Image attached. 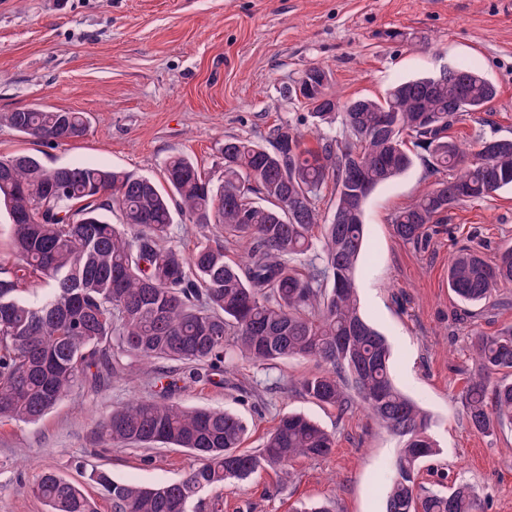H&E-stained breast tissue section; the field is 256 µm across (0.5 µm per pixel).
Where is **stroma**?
Here are the masks:
<instances>
[{"instance_id":"1","label":"stroma","mask_w":512,"mask_h":512,"mask_svg":"<svg viewBox=\"0 0 512 512\" xmlns=\"http://www.w3.org/2000/svg\"><path fill=\"white\" fill-rule=\"evenodd\" d=\"M312 66L330 72L341 99L383 98L404 80L446 68L480 71L497 89L486 111L448 131L469 151L512 139V0H0V113L40 104L85 113L79 140L47 146L0 123V155L25 152L52 165L84 164L159 177L181 153L220 174L224 141H264L275 124L306 132L303 101L286 92ZM432 181L421 162L378 187L364 213L367 245L358 276L361 310L386 336L396 386L431 417L438 455L418 475L421 492L469 484L482 512H512V427L474 432L459 396L473 367L471 338L512 327V285L491 308L462 304L448 288V260L472 248L493 254L512 243V191L467 201L410 245L392 214ZM315 360L269 366L237 362L220 386L187 383L189 407L227 410L260 448L285 413L317 422L335 440L328 456L300 459L281 482L273 471L208 492L223 512H294L331 502L335 512H384L400 442L359 408L336 410L301 396L296 379ZM152 367L75 389L35 423H0V512H46L28 490L43 470L80 482L91 467L116 480L157 485L196 466L182 448H105L96 421L112 407L150 396Z\"/></svg>"}]
</instances>
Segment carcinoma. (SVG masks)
<instances>
[{"label":"carcinoma","instance_id":"obj_1","mask_svg":"<svg viewBox=\"0 0 512 512\" xmlns=\"http://www.w3.org/2000/svg\"><path fill=\"white\" fill-rule=\"evenodd\" d=\"M310 116L340 118L339 138L302 143L288 123L266 143L224 140V171L216 180L184 154L169 156L164 184L119 169L49 166L27 154L0 155V205L11 221L13 261L0 263V422H35L79 386L95 389L100 374H124L122 356L155 363L166 396L136 398L97 423L110 446L165 445L194 452L199 465L157 486L123 483L98 467L86 473L112 512H189L199 496L264 470L288 475L298 458L331 453L333 438L314 421L285 413L262 448L240 450L248 434L239 416L189 408L172 395L181 382L210 384L241 357L268 365L290 357L324 365L297 388L319 404L347 412L360 404L403 439L385 512H479L471 487L449 494L418 491L420 464L437 455L427 414L393 383L388 342L361 314L357 270L365 243L364 206L375 188L413 164V140L426 152L431 188L394 213L395 236L417 244L441 214L466 201L512 188V140L491 139L467 152L448 138L466 112L482 111L495 86L470 68L393 86L382 100L340 101L324 69L303 71ZM335 104L337 112L318 108ZM19 135L45 145L83 137L87 118L35 105L0 115ZM333 183L330 219L317 202ZM189 224L213 225L186 254L165 247L172 206ZM119 214L114 224L105 213ZM230 244L244 246L238 263ZM512 284V246L492 261L463 249L448 261V288L465 304L489 302ZM46 287L31 302L21 293ZM474 370L462 397L468 423L489 435L512 424V330L474 335ZM185 366L183 375L162 366ZM30 490L48 512H98L79 483L43 471Z\"/></svg>","mask_w":512,"mask_h":512}]
</instances>
